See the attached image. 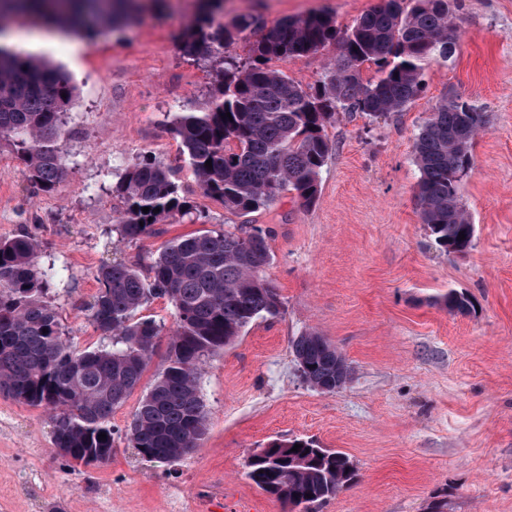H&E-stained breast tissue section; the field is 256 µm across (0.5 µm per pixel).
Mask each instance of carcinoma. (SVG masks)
Wrapping results in <instances>:
<instances>
[{
  "mask_svg": "<svg viewBox=\"0 0 512 512\" xmlns=\"http://www.w3.org/2000/svg\"><path fill=\"white\" fill-rule=\"evenodd\" d=\"M201 2L178 49L209 64L213 82L206 106L182 112L172 131L202 192L239 216L274 204L286 191L312 206L332 149L325 127L336 113L379 118L403 111L422 94L425 70L453 53L448 0H387L344 30L325 10L266 26L248 15L217 21L223 0ZM140 3L0 0V38L10 24L29 23L77 32L92 45L103 27L132 22ZM248 32L259 36L241 55L235 46ZM329 45L338 47L336 60L306 89L270 66ZM366 65L377 68L376 80L363 82ZM75 99L76 87L60 66L0 43V145L17 149L29 181L43 193L53 192L68 172L58 140ZM485 123V113L451 98L433 107L415 138L422 220L447 254H464L472 246L474 224L460 189ZM112 194L123 204L115 223L127 242L157 233L158 224L204 218L180 193L173 170L149 158L128 167ZM39 251L38 239L27 233L0 240V393L48 411L53 446L66 449L63 457L72 464L112 448V413L140 385L164 332L153 320H132V313L165 298L174 314L165 367L140 401L126 439L151 463L169 465L195 453L206 433L199 392L205 359L223 351L253 320L276 316L283 307L279 289L263 275L271 260L267 233L239 224L177 237L145 273L122 261L102 264L87 311L109 343L91 350L64 337L43 299L47 280L37 268ZM445 306L465 314L472 302L451 290ZM290 349L307 384L336 391L342 354L332 344L308 331L294 337ZM101 433L106 439H98ZM296 444L301 448L294 452ZM247 476L284 512H298L348 488L356 470L346 454L296 438L268 444Z\"/></svg>",
  "mask_w": 512,
  "mask_h": 512,
  "instance_id": "carcinoma-1",
  "label": "carcinoma"
}]
</instances>
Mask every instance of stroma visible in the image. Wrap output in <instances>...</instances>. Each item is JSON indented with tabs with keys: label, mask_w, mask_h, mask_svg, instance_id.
Here are the masks:
<instances>
[{
	"label": "stroma",
	"mask_w": 512,
	"mask_h": 512,
	"mask_svg": "<svg viewBox=\"0 0 512 512\" xmlns=\"http://www.w3.org/2000/svg\"><path fill=\"white\" fill-rule=\"evenodd\" d=\"M380 2L224 0L223 12L270 25L327 9L345 28ZM450 8L455 52L426 70L422 95L378 119L339 114L325 128L332 150L315 205L286 193L250 214L269 235L264 274L283 308L205 364L201 448L164 466L125 438L164 367L162 346L112 415L119 435L106 464L69 467L43 410L0 395V512H283L246 476L249 456L276 438L312 439L353 462L351 486L314 512H428L441 499L446 512H512V0ZM197 11L196 0H163L80 52L48 50L77 93L59 139L68 173L55 191L35 192L15 148L0 146V239L39 240L38 268L53 273L45 298L79 348L102 342L85 306L104 261L145 268L173 237L239 221L199 189L172 131L174 115L202 106L211 83L177 49ZM448 97L488 116L461 189L475 227L463 256L436 247L416 196L413 144ZM145 157L175 170L204 218L129 243L114 224L112 185ZM451 290L470 296L469 313L448 310ZM311 330L351 369L336 392L311 388L298 372L290 343Z\"/></svg>",
	"instance_id": "obj_1"
}]
</instances>
